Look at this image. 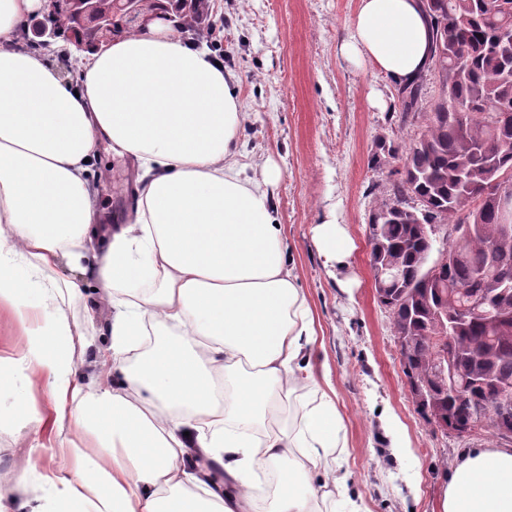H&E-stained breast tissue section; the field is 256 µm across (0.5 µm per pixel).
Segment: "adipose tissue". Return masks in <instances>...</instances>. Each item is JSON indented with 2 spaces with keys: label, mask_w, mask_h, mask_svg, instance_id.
Segmentation results:
<instances>
[{
  "label": "adipose tissue",
  "mask_w": 512,
  "mask_h": 512,
  "mask_svg": "<svg viewBox=\"0 0 512 512\" xmlns=\"http://www.w3.org/2000/svg\"><path fill=\"white\" fill-rule=\"evenodd\" d=\"M40 0H0V305L27 325V350L0 389L28 415L45 379L52 426L76 478L57 512H253L258 474L277 475L265 512H365L337 477L333 398L290 429L292 394L316 385L314 317L289 264L274 205L280 173L239 166L246 114L235 75L158 17L81 54L78 83L18 43ZM421 0H358L343 58L399 84L429 65ZM141 175L132 223L102 228L88 162L101 144ZM330 270L354 249L335 219L314 229ZM93 268L111 305L112 352L75 380L88 339L63 306ZM96 453H87L86 441ZM224 470L207 489L187 453ZM439 512H512V444L455 462Z\"/></svg>",
  "instance_id": "1"
}]
</instances>
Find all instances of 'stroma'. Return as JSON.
<instances>
[{
    "label": "stroma",
    "mask_w": 512,
    "mask_h": 512,
    "mask_svg": "<svg viewBox=\"0 0 512 512\" xmlns=\"http://www.w3.org/2000/svg\"><path fill=\"white\" fill-rule=\"evenodd\" d=\"M357 0H209L216 30L211 48L233 68L248 119L240 163L255 170L276 165L278 221L295 262L299 285L318 324L313 360L328 364L345 447L338 471L369 512H437L450 471L471 448L498 445L481 431L443 433L413 402L387 308L378 300L369 263L368 220L386 198L408 149L419 137L422 115L403 117L398 84L370 65L355 67L339 52ZM395 159L384 160L385 150ZM139 168L101 147L89 178L102 223H121L133 208ZM353 239L350 289L331 277L313 240L328 215ZM82 294L67 301L70 318L95 314L92 344L75 354L79 367L105 353L112 312L97 308L96 282L84 274ZM409 441L406 454L390 447V422ZM73 478L72 457L49 428L18 417L11 391L0 393V486L15 489L16 503L40 499L53 512L50 492L21 485L18 465Z\"/></svg>",
    "instance_id": "stroma-1"
}]
</instances>
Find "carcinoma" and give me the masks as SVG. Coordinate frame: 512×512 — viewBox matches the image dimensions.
I'll list each match as a JSON object with an SVG mask.
<instances>
[{"label": "carcinoma", "mask_w": 512, "mask_h": 512, "mask_svg": "<svg viewBox=\"0 0 512 512\" xmlns=\"http://www.w3.org/2000/svg\"><path fill=\"white\" fill-rule=\"evenodd\" d=\"M112 25L136 29L121 0H100ZM148 9H167L178 28L196 29L207 0H147ZM431 19V63L441 73L440 97L426 113V125L409 149L401 177L388 197L398 210L380 208L369 219L370 265L382 279L380 303L397 331L413 347L404 373L427 390L424 415L470 434L490 430L504 438L508 416L494 403V383H512V41L500 37L512 27V0H424ZM81 20L73 4H62L55 34L67 42ZM424 77L405 85L404 116L418 113ZM462 102L464 111L448 110ZM455 224L447 253L456 260L431 278L425 236L431 224ZM481 300L480 313L455 323L457 310ZM448 314L447 340L435 331L437 315ZM452 355L453 378L428 379L436 359Z\"/></svg>", "instance_id": "obj_1"}]
</instances>
